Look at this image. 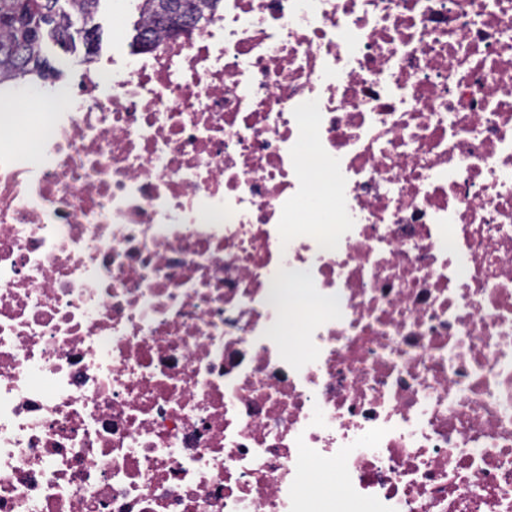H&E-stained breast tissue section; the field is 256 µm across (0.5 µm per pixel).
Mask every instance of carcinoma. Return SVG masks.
<instances>
[{"label": "carcinoma", "instance_id": "obj_1", "mask_svg": "<svg viewBox=\"0 0 512 512\" xmlns=\"http://www.w3.org/2000/svg\"><path fill=\"white\" fill-rule=\"evenodd\" d=\"M100 0H0V82L28 76L46 80L58 78L68 58L58 57L56 63L43 54L44 37L64 45L69 52L82 39L86 55L92 54L95 32L94 16ZM163 0H141L140 20L135 26L134 43L139 50L152 47L160 32H170L159 13ZM223 0H187V25L198 29L205 12L219 9Z\"/></svg>", "mask_w": 512, "mask_h": 512}]
</instances>
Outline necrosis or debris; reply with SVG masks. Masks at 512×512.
<instances>
[{
	"label": "necrosis or debris",
	"instance_id": "1",
	"mask_svg": "<svg viewBox=\"0 0 512 512\" xmlns=\"http://www.w3.org/2000/svg\"><path fill=\"white\" fill-rule=\"evenodd\" d=\"M223 2L0 95V512H512V0Z\"/></svg>",
	"mask_w": 512,
	"mask_h": 512
}]
</instances>
